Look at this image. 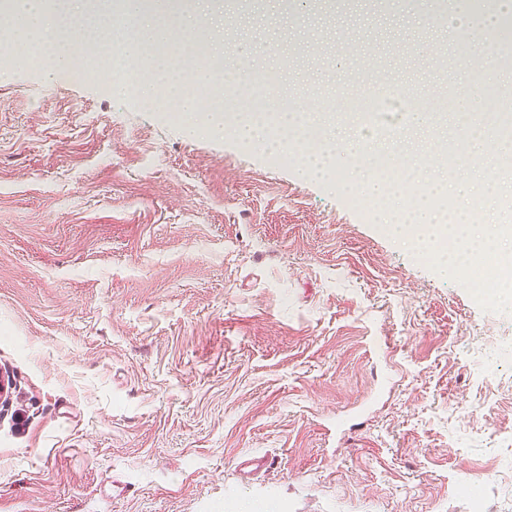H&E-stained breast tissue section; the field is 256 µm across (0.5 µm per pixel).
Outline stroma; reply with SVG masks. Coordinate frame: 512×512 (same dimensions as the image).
Instances as JSON below:
<instances>
[{
	"instance_id": "obj_1",
	"label": "stroma",
	"mask_w": 512,
	"mask_h": 512,
	"mask_svg": "<svg viewBox=\"0 0 512 512\" xmlns=\"http://www.w3.org/2000/svg\"><path fill=\"white\" fill-rule=\"evenodd\" d=\"M207 2L197 42L275 72L270 93L362 162L385 146L458 184L512 155L488 128L448 159L458 115L437 106L491 63L458 65L455 0ZM378 72L417 89L385 143L328 98ZM296 152L0 45V512H466L474 492L512 512V313L366 217L347 156ZM245 452L273 461L248 483Z\"/></svg>"
}]
</instances>
